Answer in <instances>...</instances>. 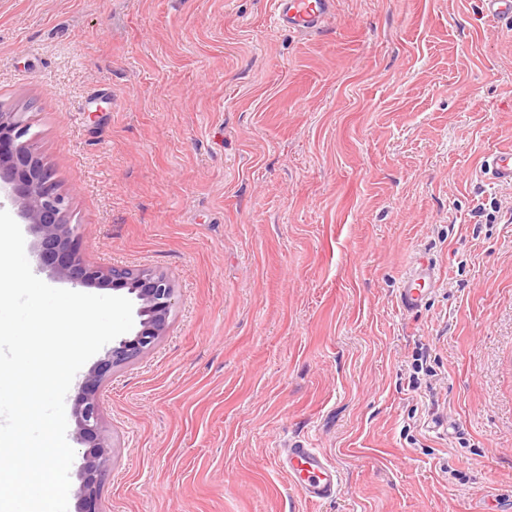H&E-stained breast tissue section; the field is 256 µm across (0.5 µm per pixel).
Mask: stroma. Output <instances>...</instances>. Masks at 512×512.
Returning a JSON list of instances; mask_svg holds the SVG:
<instances>
[{"label":"stroma","instance_id":"stroma-1","mask_svg":"<svg viewBox=\"0 0 512 512\" xmlns=\"http://www.w3.org/2000/svg\"><path fill=\"white\" fill-rule=\"evenodd\" d=\"M0 0V110L98 266L176 288L100 390L103 512H512V24L476 0ZM421 254L438 280L396 300ZM432 375L415 376L416 358ZM306 439L342 491L277 454ZM271 24L296 35L325 31L336 10L335 0H273ZM484 169L490 172L496 183H512V145L488 155ZM280 468L306 501L321 503L332 500L340 491V476L319 448L308 440L290 442L278 458Z\"/></svg>","mask_w":512,"mask_h":512}]
</instances>
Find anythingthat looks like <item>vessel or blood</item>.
<instances>
[{"instance_id":"vessel-or-blood-1","label":"vessel or blood","mask_w":512,"mask_h":512,"mask_svg":"<svg viewBox=\"0 0 512 512\" xmlns=\"http://www.w3.org/2000/svg\"><path fill=\"white\" fill-rule=\"evenodd\" d=\"M271 24L297 35H318L325 31L336 10V0H272ZM483 16L512 22V0H480ZM484 168L498 183H512V145L496 150L484 161ZM437 271L426 258L416 259L405 273L397 294L401 310H417L426 299ZM280 468L306 501L321 503L340 491V476L321 449L308 440L289 443L278 458Z\"/></svg>"}]
</instances>
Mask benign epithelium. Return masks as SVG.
<instances>
[{"mask_svg":"<svg viewBox=\"0 0 512 512\" xmlns=\"http://www.w3.org/2000/svg\"><path fill=\"white\" fill-rule=\"evenodd\" d=\"M31 125L23 112H0V193L17 207V215L35 237L41 267L74 286L126 291L138 301V328L112 341L103 359L79 384L72 413L77 443L87 447L77 470V512H102L101 488L112 466L110 445L102 430L99 390L112 370L150 350L168 327L176 288L152 269L102 267L89 263L86 246L70 220V201L54 171L30 147Z\"/></svg>","mask_w":512,"mask_h":512,"instance_id":"benign-epithelium-1","label":"benign epithelium"}]
</instances>
